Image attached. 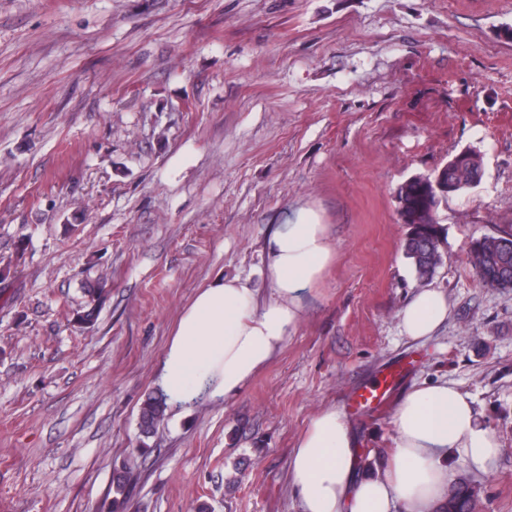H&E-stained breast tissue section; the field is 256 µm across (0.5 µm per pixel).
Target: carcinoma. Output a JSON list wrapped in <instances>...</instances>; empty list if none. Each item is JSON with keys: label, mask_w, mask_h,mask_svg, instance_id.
Wrapping results in <instances>:
<instances>
[{"label": "carcinoma", "mask_w": 512, "mask_h": 512, "mask_svg": "<svg viewBox=\"0 0 512 512\" xmlns=\"http://www.w3.org/2000/svg\"><path fill=\"white\" fill-rule=\"evenodd\" d=\"M483 175V159L473 148L463 149L448 158L447 166L441 167L428 176H413L398 189L403 199L405 224L409 226L404 243V253L421 281L433 277L442 263L440 243L445 238L443 225L437 212L441 203L449 196L463 192L477 185ZM438 181L451 185L446 195H434L428 191L426 182ZM512 238V228L485 234L476 239L468 254L469 263L481 282L491 288H512V249L504 242ZM90 308L79 316V322L91 324L94 321L96 303L105 294V286L87 289ZM167 403L163 395H149L144 401L139 416L141 435L147 437L165 416ZM128 476L126 466H116L112 474V512H122L127 502ZM475 483L461 478L448 486V501L444 512H475L479 492Z\"/></svg>", "instance_id": "cac0c4a2"}]
</instances>
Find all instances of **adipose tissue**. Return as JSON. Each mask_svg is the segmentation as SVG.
<instances>
[{
  "mask_svg": "<svg viewBox=\"0 0 512 512\" xmlns=\"http://www.w3.org/2000/svg\"><path fill=\"white\" fill-rule=\"evenodd\" d=\"M266 292L238 276L199 288L164 346L157 385L169 403L228 399L278 353L303 320L306 300L336 260L329 225L298 208L265 242ZM448 315L441 291H417L400 312L404 336L432 335ZM395 452L383 471L361 469L354 435L330 408L310 423L293 451L289 482L302 512H439L448 493L447 458L486 471L500 448L468 397L448 381L424 382L394 416Z\"/></svg>",
  "mask_w": 512,
  "mask_h": 512,
  "instance_id": "obj_1",
  "label": "adipose tissue"
}]
</instances>
